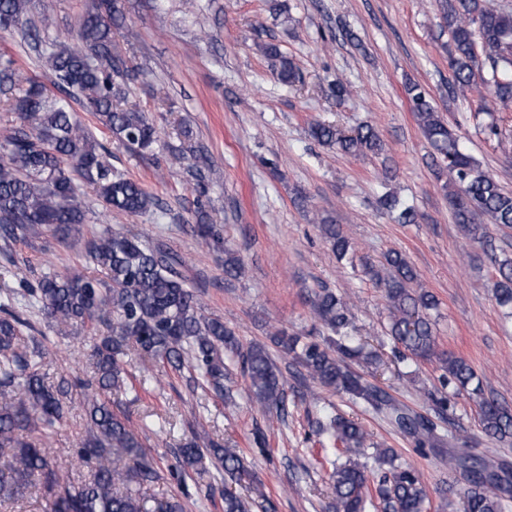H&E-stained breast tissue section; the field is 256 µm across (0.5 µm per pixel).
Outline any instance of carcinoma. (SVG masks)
Returning a JSON list of instances; mask_svg holds the SVG:
<instances>
[{
    "label": "carcinoma",
    "mask_w": 512,
    "mask_h": 512,
    "mask_svg": "<svg viewBox=\"0 0 512 512\" xmlns=\"http://www.w3.org/2000/svg\"><path fill=\"white\" fill-rule=\"evenodd\" d=\"M440 19L448 28L451 48L448 66L451 88L465 95L482 85L499 109L512 110V10L493 0H436ZM34 0H0V28L18 29L30 48L45 59L53 85L65 97L25 76L14 59L0 55V94L4 96L0 129V242L7 249L17 242L40 237L51 227L65 240H78L87 221L79 200V185L92 189L106 211L142 215L161 209L159 200L140 183L112 171L105 148L82 124L70 100L82 104L112 137L139 154L150 153L158 142L148 114L122 108L127 81L138 72L126 66L112 45V28L124 24L123 0H99L78 25V44L46 46L40 27L47 18L34 20ZM284 85L300 80L298 69L275 44L262 48ZM414 119L431 149L438 174L448 176L442 185L454 223L467 239L482 242L487 235L483 218L512 226V191L485 171L460 143L419 84L406 87ZM310 135L319 143L350 156L378 155L383 143L371 125L351 132L316 122ZM380 206L398 224H415L419 216L397 194L386 192ZM320 229L336 257L351 259L354 246L340 225L319 220ZM196 236L220 242L206 212L199 211L191 225ZM85 264L64 273L48 271L26 289L24 298L37 309L49 328L86 332L93 338L92 375L88 379L62 375L49 381L41 372L47 357L43 341L31 334L33 326L18 311V297L0 298V501L22 496L40 485L52 492L59 483V463L51 446L66 418V400L77 394L86 418V437L72 449L71 459L88 469L89 478L71 484L53 498L51 512H184L189 497L186 470L197 475L209 466L238 481L245 473L237 450L210 442L202 448L186 442L177 448L182 469L172 477L178 492L150 501L141 487L158 478L157 460L143 449L141 432L126 413L112 409V391L141 400L147 391L148 370L136 375L128 369L127 349L134 345L151 359L182 374L189 388L207 389L231 403L224 390L226 361L241 359L249 380L248 398L266 413L285 410L283 375L267 351L252 345L241 352L235 331L218 316L206 314L199 296L186 285L182 260L125 233L104 229L84 243ZM495 297L512 304V259L496 262ZM373 277L384 289L389 307L386 334L399 357L440 363L443 386L450 391L434 399L445 414L465 391L482 394V381L461 357L440 354L430 311L438 306L434 294L423 288L420 275L399 251L386 254ZM353 304L329 289L316 293L313 311L329 332L323 342L300 343L297 336L282 335L280 346L295 354L308 375L322 386L346 396L364 412L381 417L410 436L417 448H442L445 437L431 421L398 403L392 395L362 375L350 371L340 358L373 360L374 351L352 347ZM483 433L496 441L512 439V406L496 399L478 403ZM316 432L326 438L322 451L345 457L331 461L336 512H366L377 498L383 512H429L430 496L422 475L401 461L392 448H374L370 434L357 420L324 412ZM134 461L120 464L121 456ZM383 468L374 490H369V463ZM448 465L461 470L468 483L463 512H505L512 493V471L495 462H475L465 453L448 448ZM224 512H250V504L224 490Z\"/></svg>",
    "instance_id": "obj_1"
}]
</instances>
